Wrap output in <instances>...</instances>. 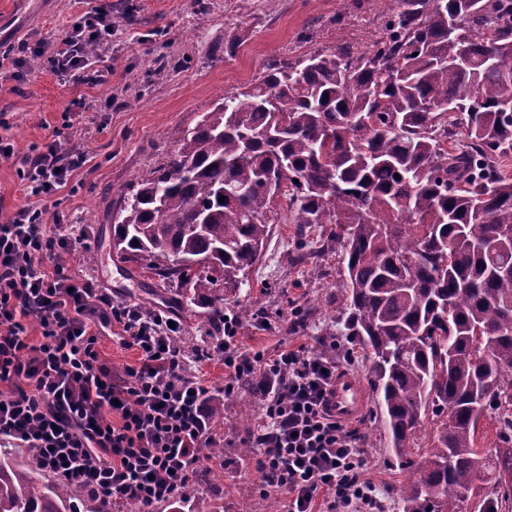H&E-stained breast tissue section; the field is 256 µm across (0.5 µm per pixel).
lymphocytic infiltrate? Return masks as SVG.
I'll use <instances>...</instances> for the list:
<instances>
[{"label":"lymphocytic infiltrate","mask_w":512,"mask_h":512,"mask_svg":"<svg viewBox=\"0 0 512 512\" xmlns=\"http://www.w3.org/2000/svg\"><path fill=\"white\" fill-rule=\"evenodd\" d=\"M112 14L75 21L60 45L38 54L61 76L97 82L112 75L109 50L84 51L87 39L111 37ZM86 163L58 139L23 159L30 193L47 197ZM41 209L25 206L0 224V442L31 448L61 481L82 486L106 506L132 502L139 512L178 496L210 458L214 399L190 376L167 311L115 302L92 280H75L45 260L70 252L72 241L50 234ZM119 325L139 358L123 372L103 363L93 323ZM41 339L30 344L28 324ZM239 321L224 319V392L243 381L263 389L266 403L249 444L262 448L268 484L288 497V512H379L374 485L360 477L362 450L354 431L331 415L328 396L340 372L335 357L305 348L275 357L246 355L235 345Z\"/></svg>","instance_id":"f902f5d3"}]
</instances>
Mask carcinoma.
I'll list each match as a JSON object with an SVG mask.
<instances>
[{"instance_id":"carcinoma-1","label":"carcinoma","mask_w":512,"mask_h":512,"mask_svg":"<svg viewBox=\"0 0 512 512\" xmlns=\"http://www.w3.org/2000/svg\"><path fill=\"white\" fill-rule=\"evenodd\" d=\"M393 2L369 50H323L315 67L269 58L258 82L217 96L123 197L113 253L178 279L181 302L214 317L271 225H336V335L371 349L392 456L423 467L396 489L399 512H462L472 497L475 512H512V0ZM430 100L450 106L429 112ZM486 417L491 453L475 446ZM82 498L101 512L37 456L0 449V512H73Z\"/></svg>"}]
</instances>
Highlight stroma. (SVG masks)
I'll return each instance as SVG.
<instances>
[{"label":"stroma","instance_id":"stroma-1","mask_svg":"<svg viewBox=\"0 0 512 512\" xmlns=\"http://www.w3.org/2000/svg\"><path fill=\"white\" fill-rule=\"evenodd\" d=\"M112 9L127 20L112 31V80L107 84L66 80L48 65L0 64V139L16 158L0 164V222L17 208L35 204L50 231L76 239L64 271L90 278L114 300L163 309L181 327L180 337L201 352L192 375L213 393L224 388V365L216 351L224 340L198 309L181 305L175 286L139 263L115 261L114 218L134 178L160 165L178 149L184 132L211 109L218 92L254 83L271 56L296 59L348 44L368 49L382 33L388 0H0V41L36 46L60 43L81 16ZM244 42L224 54L225 32ZM60 136L87 157L85 166L55 194L31 199L19 175L18 156ZM329 224H276L259 260L250 268L226 314L240 317L238 346L272 357L306 346L333 354L322 334L340 316L341 259ZM95 263H86V255ZM370 396L351 426L363 452L362 476L377 487L383 512L393 487L418 479L387 451V435L371 393L373 361L362 348L341 361ZM240 394L225 396L224 426L211 442L224 450L223 465L198 472L193 484L199 512H268L259 453L245 456L243 442L256 416L240 414Z\"/></svg>","mask_w":512,"mask_h":512}]
</instances>
